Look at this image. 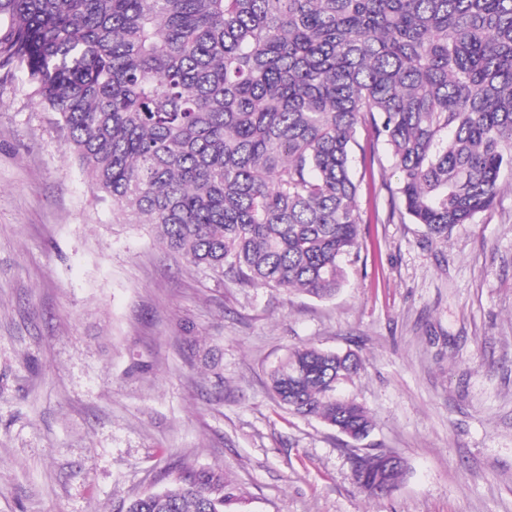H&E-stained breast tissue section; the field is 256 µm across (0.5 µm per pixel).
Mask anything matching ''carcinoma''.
Returning a JSON list of instances; mask_svg holds the SVG:
<instances>
[{
    "instance_id": "1",
    "label": "carcinoma",
    "mask_w": 512,
    "mask_h": 512,
    "mask_svg": "<svg viewBox=\"0 0 512 512\" xmlns=\"http://www.w3.org/2000/svg\"><path fill=\"white\" fill-rule=\"evenodd\" d=\"M21 72L69 156L169 250L253 288L327 298L360 248L358 128L398 174L391 219L448 240L512 170V0H0ZM353 351L296 347L280 405L363 441L336 377ZM373 496L378 453L360 455ZM224 475L183 470L125 512H224Z\"/></svg>"
}]
</instances>
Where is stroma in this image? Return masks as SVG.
I'll return each mask as SVG.
<instances>
[{"label": "stroma", "mask_w": 512, "mask_h": 512, "mask_svg": "<svg viewBox=\"0 0 512 512\" xmlns=\"http://www.w3.org/2000/svg\"><path fill=\"white\" fill-rule=\"evenodd\" d=\"M388 156L347 282L249 288L116 224L22 74L0 70V512H124L178 469L224 474V512H512V172L493 209L428 243L390 217ZM356 352L342 393L401 457L362 493L354 442L286 412L291 348Z\"/></svg>", "instance_id": "1"}]
</instances>
